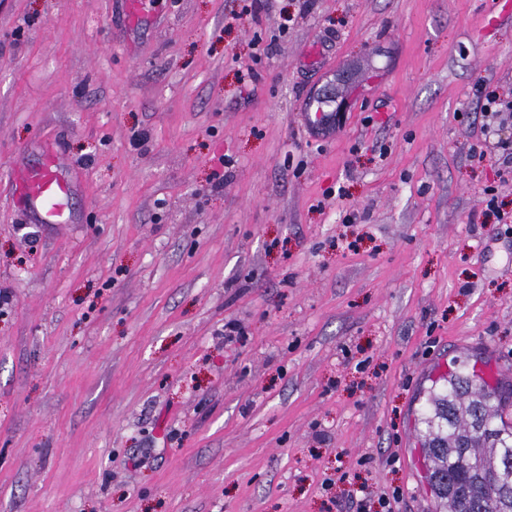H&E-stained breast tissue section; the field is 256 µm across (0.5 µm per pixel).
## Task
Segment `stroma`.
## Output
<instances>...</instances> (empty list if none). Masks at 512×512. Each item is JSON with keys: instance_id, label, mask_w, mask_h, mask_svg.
Returning <instances> with one entry per match:
<instances>
[{"instance_id": "35a3bbf8", "label": "stroma", "mask_w": 512, "mask_h": 512, "mask_svg": "<svg viewBox=\"0 0 512 512\" xmlns=\"http://www.w3.org/2000/svg\"><path fill=\"white\" fill-rule=\"evenodd\" d=\"M241 6L0 0V512H349L359 486L434 512V381L512 384V234L469 151L512 11ZM46 144L70 224L15 202ZM482 194V202L484 204L482 215L485 218L484 224H488L487 222L491 216L495 219L493 224H511L512 215H510V220H508L509 216H507V213L503 211L501 202L499 203L497 187L493 185H487L482 189Z\"/></svg>"}]
</instances>
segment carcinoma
Here are the masks:
<instances>
[{"label":"carcinoma","mask_w":512,"mask_h":512,"mask_svg":"<svg viewBox=\"0 0 512 512\" xmlns=\"http://www.w3.org/2000/svg\"><path fill=\"white\" fill-rule=\"evenodd\" d=\"M429 392L424 458L440 512H512V426L502 391L474 371Z\"/></svg>","instance_id":"cac0c4a2"}]
</instances>
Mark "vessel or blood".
Wrapping results in <instances>:
<instances>
[{"instance_id":"b4317fda","label":"vessel or blood","mask_w":512,"mask_h":512,"mask_svg":"<svg viewBox=\"0 0 512 512\" xmlns=\"http://www.w3.org/2000/svg\"><path fill=\"white\" fill-rule=\"evenodd\" d=\"M73 182L55 152H45L41 163L23 169L16 181V202L43 224H68Z\"/></svg>"}]
</instances>
